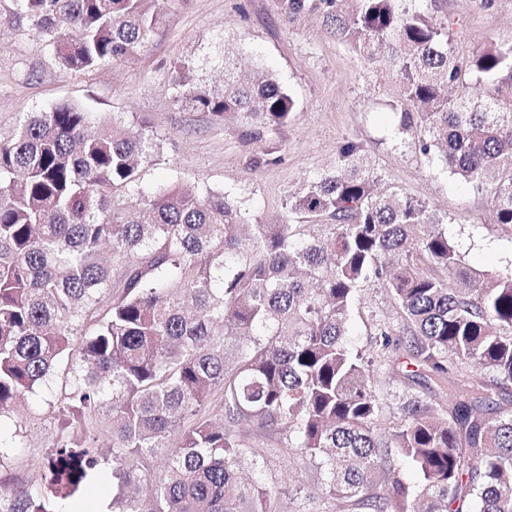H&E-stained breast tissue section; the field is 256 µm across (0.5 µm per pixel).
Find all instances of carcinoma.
I'll return each instance as SVG.
<instances>
[{
  "mask_svg": "<svg viewBox=\"0 0 512 512\" xmlns=\"http://www.w3.org/2000/svg\"><path fill=\"white\" fill-rule=\"evenodd\" d=\"M65 68L127 63L158 24L148 0H14ZM340 41L396 68L399 130L481 188L512 227V45L468 58L447 27L404 0H326ZM175 68L174 100L215 120L288 123L294 101L267 72L224 87ZM474 80L486 96L450 100ZM74 103L30 112L0 139V411L56 376L73 351L60 428L38 482L0 478V512L66 500L112 455L115 512H280L278 491L243 485L244 425L276 430L339 512H512V267L467 265L425 206L379 177L348 142L347 172L321 173L288 219L246 218L222 191L138 188L159 148L145 123ZM319 223L320 236L306 233ZM376 284L402 317L379 350L411 348L447 388L446 414L420 397L393 419L363 356L346 344L356 292ZM475 364L490 372L472 371ZM108 409L110 427L73 442L71 421ZM182 431L160 473L147 468ZM409 460L419 474L397 475Z\"/></svg>",
  "mask_w": 512,
  "mask_h": 512,
  "instance_id": "1",
  "label": "carcinoma"
}]
</instances>
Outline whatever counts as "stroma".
I'll return each mask as SVG.
<instances>
[{
  "label": "stroma",
  "mask_w": 512,
  "mask_h": 512,
  "mask_svg": "<svg viewBox=\"0 0 512 512\" xmlns=\"http://www.w3.org/2000/svg\"><path fill=\"white\" fill-rule=\"evenodd\" d=\"M161 22L133 63L78 73L60 65L31 23L0 0V138L11 137L21 117L72 102L108 117L122 113L146 121L161 140L139 168L140 183L230 193L250 217L276 223L308 180L339 165L344 142L362 145L386 187L426 206L464 261L479 269L512 267V228L498 224L488 189L443 170L437 154H424L417 138L400 133L391 108L398 85L392 63L371 64L339 41L324 11L289 15L280 0H153ZM448 28L449 47L469 56L489 43L512 45V0H443L435 10ZM229 52L240 78L269 70L294 99L280 129L246 135L240 121H214L173 103L172 79L180 60L196 59L205 83L224 82L214 52ZM400 314L383 289L358 292L349 311L347 341L370 361V374L386 409L407 396L433 392L404 377V351L382 357L373 345L377 328H398ZM61 381L43 387L0 415V439L10 449L0 469L35 478L57 430ZM247 439L263 483L279 491L281 512H335L311 469L303 467L273 430L248 429Z\"/></svg>",
  "instance_id": "35a3bbf8"
}]
</instances>
